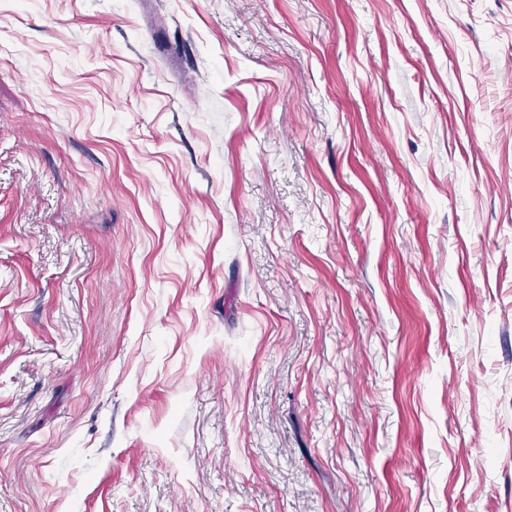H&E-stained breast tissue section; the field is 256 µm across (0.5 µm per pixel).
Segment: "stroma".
<instances>
[{"mask_svg": "<svg viewBox=\"0 0 512 512\" xmlns=\"http://www.w3.org/2000/svg\"><path fill=\"white\" fill-rule=\"evenodd\" d=\"M0 512H512V0H0Z\"/></svg>", "mask_w": 512, "mask_h": 512, "instance_id": "obj_1", "label": "stroma"}]
</instances>
